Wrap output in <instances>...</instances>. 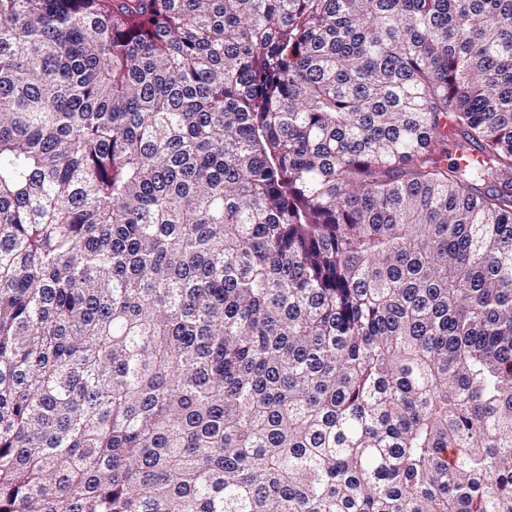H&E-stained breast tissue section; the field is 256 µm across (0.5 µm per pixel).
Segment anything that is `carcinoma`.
<instances>
[{"instance_id": "carcinoma-1", "label": "carcinoma", "mask_w": 512, "mask_h": 512, "mask_svg": "<svg viewBox=\"0 0 512 512\" xmlns=\"http://www.w3.org/2000/svg\"><path fill=\"white\" fill-rule=\"evenodd\" d=\"M0 512H512V0H0Z\"/></svg>"}]
</instances>
